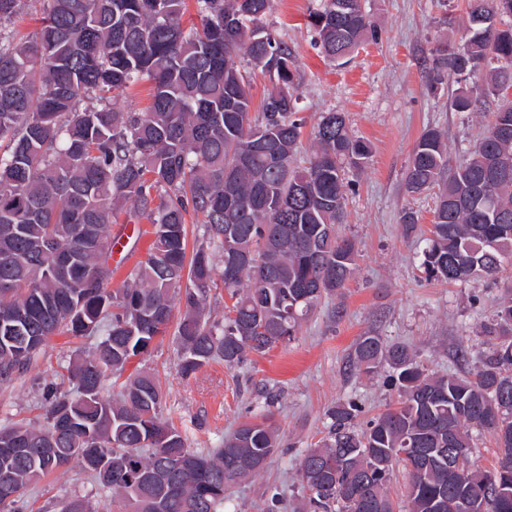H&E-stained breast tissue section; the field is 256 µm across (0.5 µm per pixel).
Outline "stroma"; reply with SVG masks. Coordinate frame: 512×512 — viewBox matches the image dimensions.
Wrapping results in <instances>:
<instances>
[{
  "instance_id": "stroma-1",
  "label": "stroma",
  "mask_w": 512,
  "mask_h": 512,
  "mask_svg": "<svg viewBox=\"0 0 512 512\" xmlns=\"http://www.w3.org/2000/svg\"><path fill=\"white\" fill-rule=\"evenodd\" d=\"M312 0H270L265 23L296 56L300 115L312 135L321 113L341 112L354 136L368 141L371 157L352 177L345 224L340 233L358 243L356 271L333 299L322 301L300 324L295 339L228 367L214 362L194 376L177 367V340L166 331L140 368L152 371L164 392V415L201 450L223 445L245 420L270 415L280 446L263 471L231 489L222 512H302L299 463L327 432V412L336 404L358 402L370 418L396 402L382 378L350 373L347 360L358 337L377 335L411 345L424 366L439 374L466 375L459 346H479L503 289L512 286V266L497 283L482 279L444 284L428 279L421 252L433 220L435 195L404 190L411 150L422 131L441 129L449 161L481 135L482 113L449 109L447 96L426 90L435 43L456 48L466 21L465 0H363L378 31L342 66L325 61L306 25ZM416 211L419 222L406 231L402 215ZM93 338L53 337L35 369L0 385V427L19 421L43 425V388L56 381L76 350ZM88 498L98 512H121L120 501L80 469L56 473L25 496L30 512H57L62 500Z\"/></svg>"
}]
</instances>
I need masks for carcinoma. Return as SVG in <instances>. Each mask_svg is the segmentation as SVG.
<instances>
[{"label":"carcinoma","mask_w":512,"mask_h":512,"mask_svg":"<svg viewBox=\"0 0 512 512\" xmlns=\"http://www.w3.org/2000/svg\"><path fill=\"white\" fill-rule=\"evenodd\" d=\"M26 0H0V384L27 373L61 333L100 336L50 384L45 425L0 428V512H26L38 481L78 466L125 512H218L233 485L253 478L279 447L270 418L241 423L207 452L163 413L153 374L138 370L118 398L104 381L165 335L174 309L178 369L189 377L220 359L228 367L296 336L299 322L345 287L356 243L336 234L350 181L370 154L340 112L314 127L298 162L295 55L264 25L270 0H37L41 26L14 29ZM316 0L309 26L323 57L339 62L375 38L362 0ZM463 46L431 50L429 89L458 85L456 112L491 111L480 140L455 164L443 133L427 128L405 172L410 195L437 190L422 266L450 284L494 282L512 263V0H467ZM244 55L271 87L252 121ZM146 83L143 112L112 99ZM146 219L153 243L119 288H107L117 238L112 217ZM203 226L187 255L186 216ZM222 283L228 303L212 316ZM486 348L460 351L467 375L428 371L404 343L362 336L349 369L385 374L397 406L360 423L355 402L328 411V431L301 459L310 512H396L387 485L408 477V512H443L458 498L473 512H512V288L501 294ZM495 437L491 467L473 460L476 435ZM463 451L457 471L437 458ZM252 459L238 470L231 464ZM60 512H94L72 497Z\"/></svg>","instance_id":"1"}]
</instances>
